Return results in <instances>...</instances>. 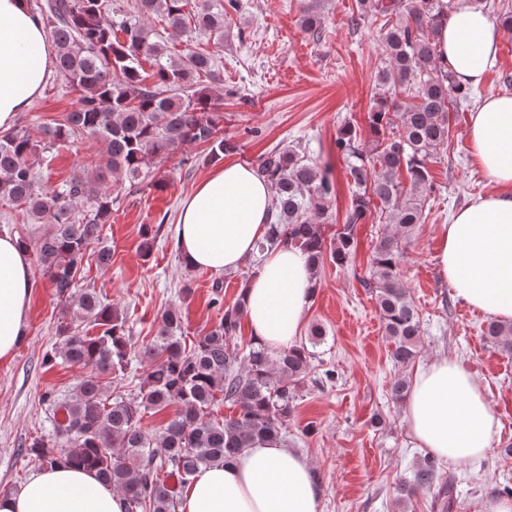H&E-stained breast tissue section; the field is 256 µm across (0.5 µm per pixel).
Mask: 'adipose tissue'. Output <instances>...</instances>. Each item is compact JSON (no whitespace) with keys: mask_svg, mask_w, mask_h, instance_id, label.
<instances>
[{"mask_svg":"<svg viewBox=\"0 0 512 512\" xmlns=\"http://www.w3.org/2000/svg\"><path fill=\"white\" fill-rule=\"evenodd\" d=\"M500 29L488 12L460 0L437 34L438 58L465 86L483 82L497 54ZM54 50L26 0H0V130L39 96ZM466 147L492 185L454 217L440 236L441 278L465 305L512 323V95L484 100L473 112ZM270 185L253 168L215 169L184 198L177 247L188 268L233 272L259 265L243 288V312L271 350L295 345L311 300L306 255L280 247L259 253ZM33 269L28 250L0 235V359L13 355L28 328ZM412 440L438 459L471 463L490 450L497 425L475 376L440 357L420 366L404 404ZM311 461L275 440L261 439L228 463L201 466L180 494L178 512H319ZM123 497L76 467L36 469L18 491L0 495V512H124Z\"/></svg>","mask_w":512,"mask_h":512,"instance_id":"ef3b65f1","label":"adipose tissue"}]
</instances>
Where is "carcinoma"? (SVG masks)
I'll use <instances>...</instances> for the list:
<instances>
[{"label": "carcinoma", "instance_id": "obj_1", "mask_svg": "<svg viewBox=\"0 0 512 512\" xmlns=\"http://www.w3.org/2000/svg\"><path fill=\"white\" fill-rule=\"evenodd\" d=\"M33 19L55 46L53 85L80 91L77 106L32 138L18 125L0 132V203L20 207L49 229L33 245L41 273L80 322L98 329L89 336L67 322L59 346L47 354L89 369L67 397L53 398L54 432L32 440L25 454L42 466L78 465L125 499V512H176L178 496L202 465L226 462L257 439L279 440L294 411L312 352L308 345L271 352L252 343L241 355L229 342L240 327L242 302L224 310L219 323L191 343L179 314L168 310L152 343L141 351L148 369L140 396L105 395V379L123 376L128 361L127 318L94 291H80L90 243L112 214V193L99 187L106 175L121 179L127 196L157 187L156 166L185 144L206 145L204 162L215 163L238 145L224 138V117L211 111V97L197 79L213 74L215 57L185 48L173 56L151 20L174 33L186 28L224 44L225 6L238 0H135L126 10L114 0H26ZM193 4L191 12L185 7ZM363 15L396 16L381 36L385 65L374 80L375 104L368 114L373 148L359 143L347 124L336 136L354 191L345 224L326 234L315 220L334 193L330 170L318 169L298 149L274 147L263 154L257 174L273 190L270 227L259 252L274 246L298 249L319 275L326 262L348 264L356 252V227L371 204H379L396 232L377 236L366 287L372 289L390 358L405 367L417 358L421 319L401 279L407 241L422 223L435 186L431 165L448 145L452 108L467 97L453 74L438 63L436 36L444 22L435 0H358ZM325 0H306L299 17L305 31L321 28ZM150 63L151 72L143 64ZM91 138L104 168L48 189L39 171L51 150ZM485 336L512 351V324L492 320ZM235 406L222 421L210 418L218 400ZM174 408L161 434L142 427V412ZM433 492L432 505L453 512L454 483L432 455L416 465L407 494Z\"/></svg>", "mask_w": 512, "mask_h": 512}]
</instances>
